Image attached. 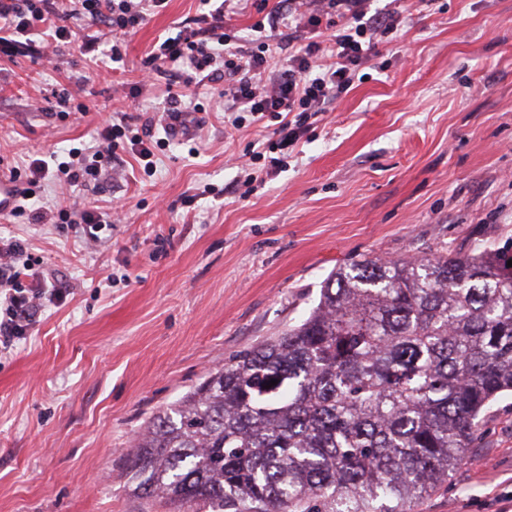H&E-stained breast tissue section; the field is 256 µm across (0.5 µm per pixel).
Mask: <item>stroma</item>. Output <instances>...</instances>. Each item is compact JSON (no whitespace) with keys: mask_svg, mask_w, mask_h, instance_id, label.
Listing matches in <instances>:
<instances>
[{"mask_svg":"<svg viewBox=\"0 0 512 512\" xmlns=\"http://www.w3.org/2000/svg\"><path fill=\"white\" fill-rule=\"evenodd\" d=\"M440 3L429 14L403 0L404 27L277 173L238 163L279 118L232 126L220 80L141 83L158 39L201 27L199 0H168L117 45L75 18L70 42L44 55L42 34H7L0 171L28 183L32 159L95 145L116 112L159 144L152 171L128 144L85 188L36 187L49 205L120 210L98 244L74 224L0 218L35 275L68 291L0 352V512H166L130 492L135 437L210 369L303 320L333 270L512 248V0ZM171 90L200 110L166 142ZM62 96L73 113L58 115ZM482 419L468 462L418 512H512V396Z\"/></svg>","mask_w":512,"mask_h":512,"instance_id":"35a3bbf8","label":"stroma"}]
</instances>
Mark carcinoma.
Segmentation results:
<instances>
[{
    "instance_id": "carcinoma-1",
    "label": "carcinoma",
    "mask_w": 512,
    "mask_h": 512,
    "mask_svg": "<svg viewBox=\"0 0 512 512\" xmlns=\"http://www.w3.org/2000/svg\"><path fill=\"white\" fill-rule=\"evenodd\" d=\"M509 260L484 247L336 269L304 320L148 422L132 492L169 512H417L512 392Z\"/></svg>"
}]
</instances>
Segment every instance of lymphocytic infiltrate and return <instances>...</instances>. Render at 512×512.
<instances>
[{"mask_svg":"<svg viewBox=\"0 0 512 512\" xmlns=\"http://www.w3.org/2000/svg\"><path fill=\"white\" fill-rule=\"evenodd\" d=\"M165 0H0V24L30 31L38 24L55 28L58 40L70 37L69 19H84L104 26L121 39L136 32L148 10ZM229 0L213 7L207 27L179 31L154 46L150 54L151 74L167 68L181 71L184 86L196 83L204 73L223 75L224 110L250 113L254 121L267 115L280 116L279 147L297 145L308 119L340 99L352 87L359 72L368 67L378 44L389 42L405 21L402 10L371 9V0H278L277 5L257 20L253 28L285 29L288 51L277 77L265 79L268 68L265 42L232 41L224 30V13ZM332 31L330 38L317 39L320 28ZM122 126L109 123L91 156L77 162H62L59 175L72 186L98 179L110 166L120 146ZM28 267L27 249L16 239L0 237V348L11 349L31 330L45 304L62 300L64 291L26 289L22 278Z\"/></svg>","mask_w":512,"mask_h":512,"instance_id":"obj_1","label":"lymphocytic infiltrate"}]
</instances>
